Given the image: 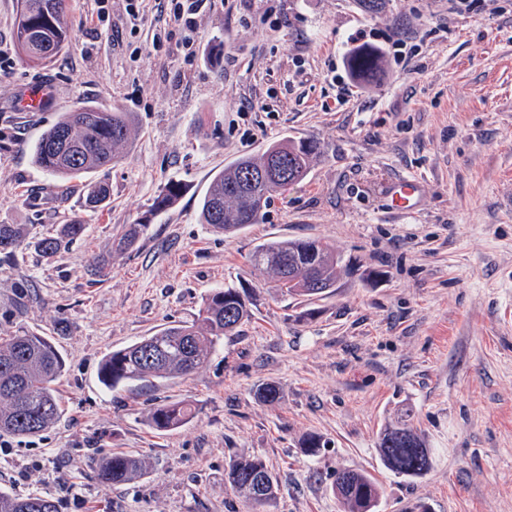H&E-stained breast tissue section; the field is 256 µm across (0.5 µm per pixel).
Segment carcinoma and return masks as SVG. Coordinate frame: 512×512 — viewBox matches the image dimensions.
<instances>
[{
    "instance_id": "1",
    "label": "carcinoma",
    "mask_w": 512,
    "mask_h": 512,
    "mask_svg": "<svg viewBox=\"0 0 512 512\" xmlns=\"http://www.w3.org/2000/svg\"><path fill=\"white\" fill-rule=\"evenodd\" d=\"M69 0H20L15 22V42L25 63L49 66L68 45ZM130 120L123 112L80 107L65 112L36 143L34 163L50 176L68 181L89 175L118 162L128 148ZM317 147L311 142L288 140L273 143L258 155L246 154L217 173L200 210L203 223L226 235L258 223L273 193L302 181ZM182 186L170 184L156 198L153 210H165L178 199ZM107 184H86L85 204H108ZM85 225L79 220L59 225L53 233L34 242L47 259L80 238ZM22 228L0 224V255L17 261ZM341 259L336 250L319 239H273L257 246L250 256L253 270L274 276L291 296L319 298L335 287ZM251 317V302L232 286L210 292L197 318L190 324L166 327L140 341L112 352L102 363L101 379L110 389L148 378L173 382L189 376L217 350L224 335ZM63 360L46 336L21 330L0 337V434L33 437L52 426L62 408L55 383ZM193 415L181 402L163 403L150 415L159 430L173 429ZM378 452L386 468L402 477H420L431 466L426 442L410 424L406 413L386 426L378 437ZM142 462L127 454L105 459L98 476L114 484L141 476ZM224 485L254 503H272L278 480L258 456H235L224 465ZM331 489L343 512H377L381 487L363 470H336ZM0 512H58L56 502L42 495L18 497L0 491Z\"/></svg>"
}]
</instances>
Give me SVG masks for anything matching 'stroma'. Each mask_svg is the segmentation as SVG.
Segmentation results:
<instances>
[{
	"instance_id": "stroma-1",
	"label": "stroma",
	"mask_w": 512,
	"mask_h": 512,
	"mask_svg": "<svg viewBox=\"0 0 512 512\" xmlns=\"http://www.w3.org/2000/svg\"><path fill=\"white\" fill-rule=\"evenodd\" d=\"M159 0H72V38L46 68L22 63L18 0H0V224L26 238L80 218L54 258L31 245L0 264V336L50 337L65 369L63 413L0 452V489L52 498L58 512H342L336 469L372 473L378 512H512V0L449 14L448 0H210L198 30ZM402 41L339 96L347 38ZM163 34L153 45L154 34ZM38 89L42 111L22 112ZM131 116L124 158L94 180L111 198L84 209L85 178L58 181L32 150L62 113ZM283 139L316 142L305 179L275 193L259 223L227 236L201 223L212 177ZM421 184L414 213L388 214L385 187ZM183 194L150 208L168 184ZM141 230L132 244L123 238ZM323 238L342 257L332 292L283 295L248 262L258 243ZM253 298L252 317L176 382L109 390L113 350L192 321L212 289ZM268 384L277 402L257 398ZM194 408L156 431L162 402ZM431 451L423 476L382 464L378 435L403 411ZM325 448L306 456L303 439ZM115 454L142 459L129 483L98 476ZM257 455L279 481L259 508L224 486L230 457Z\"/></svg>"
}]
</instances>
